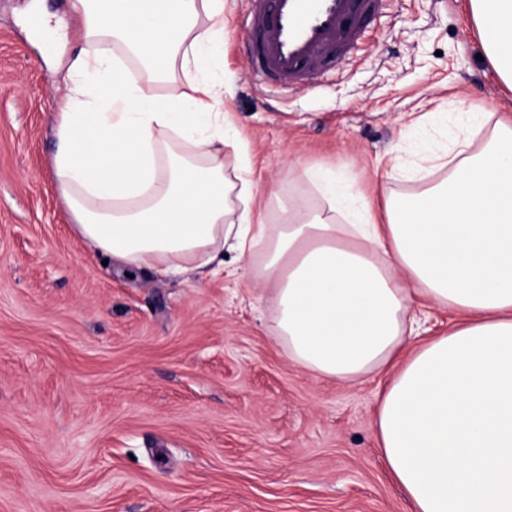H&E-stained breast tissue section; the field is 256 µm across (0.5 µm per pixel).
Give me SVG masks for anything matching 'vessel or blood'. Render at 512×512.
Wrapping results in <instances>:
<instances>
[{
	"instance_id": "1",
	"label": "vessel or blood",
	"mask_w": 512,
	"mask_h": 512,
	"mask_svg": "<svg viewBox=\"0 0 512 512\" xmlns=\"http://www.w3.org/2000/svg\"><path fill=\"white\" fill-rule=\"evenodd\" d=\"M385 0H249L250 71L269 93L327 73L365 36Z\"/></svg>"
}]
</instances>
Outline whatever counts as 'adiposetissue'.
<instances>
[{
  "label": "adipose tissue",
  "instance_id": "obj_1",
  "mask_svg": "<svg viewBox=\"0 0 512 512\" xmlns=\"http://www.w3.org/2000/svg\"><path fill=\"white\" fill-rule=\"evenodd\" d=\"M84 49L54 124V173L78 234L135 269L181 274L223 265L225 249L261 267L275 332L291 361L354 383L385 376L375 435L412 512H512V120L485 130L462 114L424 148L420 192L376 209L352 183L310 175L326 208L281 201L267 224L249 159L224 173L231 126L222 84L159 96L174 67L203 72L224 37V0H70ZM211 24L197 25L198 13ZM490 65L512 88V0H469ZM142 67L122 78L116 48ZM97 104L79 105L87 83ZM448 310L445 333L415 348L411 313Z\"/></svg>",
  "mask_w": 512,
  "mask_h": 512
}]
</instances>
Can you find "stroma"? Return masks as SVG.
I'll return each mask as SVG.
<instances>
[{"label": "stroma", "instance_id": "obj_1", "mask_svg": "<svg viewBox=\"0 0 512 512\" xmlns=\"http://www.w3.org/2000/svg\"><path fill=\"white\" fill-rule=\"evenodd\" d=\"M466 2L385 0L334 70L272 95L248 0H224L209 74L270 219L291 195L322 205L310 170L383 207L417 188L387 175L397 144L440 139L444 115L512 116ZM82 45L69 0H0V512H410L376 443L379 377L289 360L259 256L130 275L75 232L53 114Z\"/></svg>", "mask_w": 512, "mask_h": 512}]
</instances>
